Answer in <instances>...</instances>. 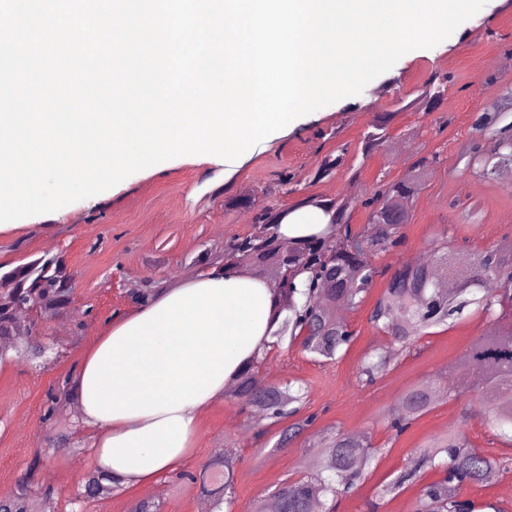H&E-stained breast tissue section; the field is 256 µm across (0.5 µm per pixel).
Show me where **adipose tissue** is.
<instances>
[{"mask_svg": "<svg viewBox=\"0 0 512 512\" xmlns=\"http://www.w3.org/2000/svg\"><path fill=\"white\" fill-rule=\"evenodd\" d=\"M329 221L308 205L284 214L278 231L300 239ZM276 317L270 283L211 268L113 318L70 379L82 422L95 432L97 470L138 487L181 467L200 413L271 343Z\"/></svg>", "mask_w": 512, "mask_h": 512, "instance_id": "obj_1", "label": "adipose tissue"}]
</instances>
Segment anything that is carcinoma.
Wrapping results in <instances>:
<instances>
[{
    "label": "carcinoma",
    "mask_w": 512,
    "mask_h": 512,
    "mask_svg": "<svg viewBox=\"0 0 512 512\" xmlns=\"http://www.w3.org/2000/svg\"><path fill=\"white\" fill-rule=\"evenodd\" d=\"M493 80L502 83L497 102L478 111L472 126V139L460 153L465 169L475 178L490 180L502 167L512 168V81L499 73ZM447 77L434 73L429 76L417 97L401 109L418 108L434 112L444 96L441 85ZM394 113L378 112L358 144L362 156L380 150L389 135ZM350 153L347 142L336 146L321 161L314 178L322 179L344 166ZM440 163L436 153L417 157L404 178L379 180L371 193L357 200L338 196L325 200L322 206L332 213L329 232L313 235L297 242L286 241L276 231V214L267 212L259 217L265 225L257 236L235 240L224 250V263L246 266L256 277L266 271L277 273L274 291L288 311L275 337L299 341L305 353L316 360L333 361L352 340L348 325L332 316L328 304L340 303L349 309L362 305L374 280L380 276L372 259L400 244L401 229L407 223L409 206L421 190L430 170ZM363 209L367 224L360 229L351 226L352 212ZM434 262L402 265L389 276L386 287L371 310V323L402 348L410 345L424 328L454 321L465 308L475 304L494 322V326L476 337L459 357L453 369L469 376L473 389H492L496 403L486 419L495 435L512 443V287L497 288L494 282L512 284V245L491 246L464 270L455 265L456 253L447 238L431 244ZM448 271V280L436 277L435 267ZM0 276L5 283H15L19 301L33 310L59 309L69 301L66 279L45 272L41 266L27 263ZM22 308L0 306V356L6 358L12 350L40 358L45 345L33 341L23 348L14 345L17 317ZM257 357L232 380L233 392L247 407L255 408L252 429L254 438L266 439L274 424L290 421L279 435L276 448L302 434L313 418L294 419V404L302 399L301 390L290 382L266 384L258 376ZM392 359L382 349L370 350L361 363L359 376L373 384L390 369ZM434 381L424 380L408 387L396 405L387 410L384 419L389 430L399 436L413 421L430 412L436 405ZM69 398V387L49 394L51 406L46 419L66 416L60 402ZM318 458L309 472L281 483L273 492L277 512H334L336 495L349 492L377 461L380 449L373 446L365 434L326 433L319 443ZM216 465L220 470L209 476L213 488L207 490L213 498V508L234 512L236 490L234 456L227 452ZM438 468L439 480L420 487L415 512H501L493 504L479 505L463 495L462 490L483 482L492 471L512 469V463L488 456L471 443L461 429H450L433 436L419 449V458L402 471L393 487L421 481V472ZM40 458H35L24 473L15 494L0 499V512H47L54 503L53 490L39 486L37 474ZM112 482L96 471L88 473L75 494L71 505L80 506L112 495Z\"/></svg>",
    "instance_id": "obj_1"
}]
</instances>
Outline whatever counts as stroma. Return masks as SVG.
Returning <instances> with one entry per match:
<instances>
[{
  "label": "stroma",
  "instance_id": "stroma-1",
  "mask_svg": "<svg viewBox=\"0 0 512 512\" xmlns=\"http://www.w3.org/2000/svg\"><path fill=\"white\" fill-rule=\"evenodd\" d=\"M463 27L468 37L456 33L433 48L401 57L388 72L395 80L389 91H381V79H374L370 92L294 120L234 161L175 157L96 197L1 229L0 273L47 255L65 263L73 279L67 307L51 318L35 310L25 317L32 338L53 344L52 364L41 369L14 353L0 361V487L15 491L35 452H42V478L59 492L58 512H71L72 495L93 469L87 452L92 439L71 404L69 447L58 448L59 430L44 419L48 391L71 374L112 317L131 310L132 289L170 284L208 265L233 240L259 231L261 212L282 211L307 196L333 199L354 183L370 192L377 180L403 178L415 153H436L442 162L413 203L402 244L377 256L376 265L394 271L428 253L432 241L444 234L468 264L492 245L512 243V181L476 180L458 160L472 137L475 113L499 96L501 86L489 82V74L499 71L512 78V0H488ZM434 72L448 77L441 110L397 111L396 101L413 100ZM378 112L394 115L390 137L370 157L350 153V163L360 169L357 182H349L343 170L311 182L322 156L341 141L358 145ZM386 283V278L376 279L364 304L345 311L353 340L336 361L313 360L296 344L268 350L261 377L268 383L298 382L305 390L301 413L315 418L288 450L275 449L270 439H254L248 409L227 394L201 413L196 452L186 470L200 472L215 455L232 449L239 459L237 507L245 512L253 499H269L279 484L308 471L317 458L313 443L323 432L366 433L381 450L378 465L352 493L339 497L336 512H369L374 502L378 512H413L418 485L396 489L392 483L431 436L461 427L481 451L512 458V446L492 435L482 415L491 403L488 392L468 400L456 388L464 379L452 370L459 354L492 325L475 307L466 308L450 326L424 329L409 348L394 350L386 375L370 386L359 383L364 355L390 346L388 336L369 321ZM436 377L446 396L403 435L393 437L385 408L395 405L409 386ZM158 484L164 490L162 512H198L205 500L198 487L182 485L173 475Z\"/></svg>",
  "mask_w": 512,
  "mask_h": 512
}]
</instances>
